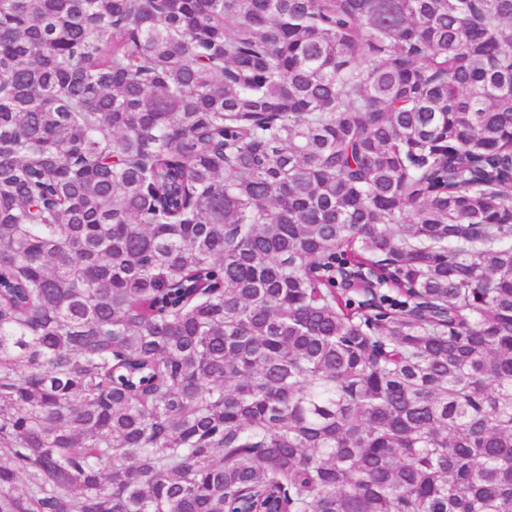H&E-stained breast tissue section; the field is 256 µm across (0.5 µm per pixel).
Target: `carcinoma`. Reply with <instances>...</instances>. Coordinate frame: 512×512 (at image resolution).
I'll use <instances>...</instances> for the list:
<instances>
[{"mask_svg":"<svg viewBox=\"0 0 512 512\" xmlns=\"http://www.w3.org/2000/svg\"><path fill=\"white\" fill-rule=\"evenodd\" d=\"M246 503L512 512V0H0V512Z\"/></svg>","mask_w":512,"mask_h":512,"instance_id":"obj_1","label":"carcinoma"}]
</instances>
